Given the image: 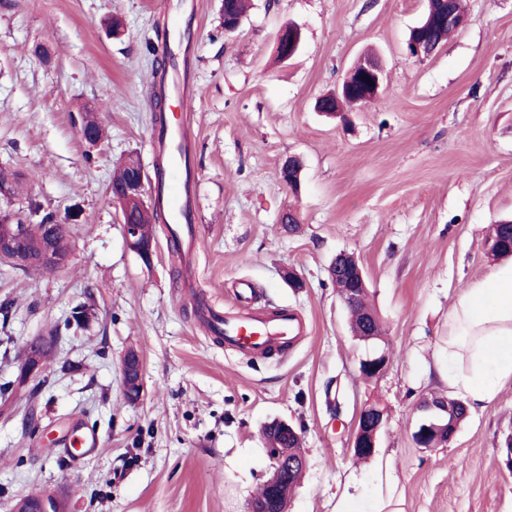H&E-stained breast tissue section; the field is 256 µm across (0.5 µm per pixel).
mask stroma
<instances>
[{"instance_id":"stroma-1","label":"stroma","mask_w":512,"mask_h":512,"mask_svg":"<svg viewBox=\"0 0 512 512\" xmlns=\"http://www.w3.org/2000/svg\"><path fill=\"white\" fill-rule=\"evenodd\" d=\"M181 2L0 0V169L27 178L9 208L25 215L35 202L72 226L68 271L0 264L14 341L0 380L15 377L49 324L91 313L36 389L0 406V512L33 493L57 497L64 512H247L271 471L261 430L275 419L295 426L307 459L288 512H336L350 474L378 489L374 460L349 448L373 403L385 418L374 459L393 468L403 512H512V379L447 445L413 440L422 401L448 392L431 372L451 305L496 267L487 240L512 219V0H462L463 25L420 59L406 42L426 0H250L230 36L224 0H194L191 11ZM175 22L193 46L196 102L174 119L194 158L198 236L182 266L157 225L147 265L125 244L109 183L129 153L155 174L149 48ZM289 22L303 44L281 63L275 38ZM368 51L386 71L380 96L341 117L315 112ZM103 94L105 142L91 150L77 121ZM292 157L304 161L297 193L280 175ZM287 208L300 220L291 235L278 222ZM341 253L365 271L379 340L351 333L328 276ZM288 269L302 287L288 284ZM244 281L253 309L304 322L288 353L256 359L204 326L201 307L239 313ZM132 347L145 361L136 403L120 369ZM374 353L386 369L367 380L360 362ZM65 362L73 371L61 372ZM31 407L46 427L37 438L22 431ZM89 426L98 448L59 467L64 439Z\"/></svg>"}]
</instances>
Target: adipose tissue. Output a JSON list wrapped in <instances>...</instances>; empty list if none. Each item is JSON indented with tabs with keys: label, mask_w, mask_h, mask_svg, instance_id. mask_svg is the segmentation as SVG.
Here are the masks:
<instances>
[{
	"label": "adipose tissue",
	"mask_w": 512,
	"mask_h": 512,
	"mask_svg": "<svg viewBox=\"0 0 512 512\" xmlns=\"http://www.w3.org/2000/svg\"><path fill=\"white\" fill-rule=\"evenodd\" d=\"M447 358L440 380L473 408L485 406L512 379V261L455 298Z\"/></svg>",
	"instance_id": "ef3b65f1"
}]
</instances>
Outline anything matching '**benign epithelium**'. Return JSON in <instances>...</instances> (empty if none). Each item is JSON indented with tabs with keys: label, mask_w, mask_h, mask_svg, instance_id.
<instances>
[{
	"label": "benign epithelium",
	"mask_w": 512,
	"mask_h": 512,
	"mask_svg": "<svg viewBox=\"0 0 512 512\" xmlns=\"http://www.w3.org/2000/svg\"><path fill=\"white\" fill-rule=\"evenodd\" d=\"M301 43V28L298 25L285 24L278 31L276 51L280 59L286 60L292 57L299 49ZM430 32L421 26L415 29L409 40V51L413 56H421L428 53L432 47ZM363 74L366 81L370 82L368 91L363 101L372 102L379 96L383 87L382 63L366 60L362 62ZM101 123L98 117V106L91 105L83 115V125L80 129L82 140L88 147L94 149L101 145L103 138L99 134ZM129 169L134 172L131 180L121 197L123 210L121 212V224L126 246L134 252L144 264L150 265L155 254V240L143 236L141 226L127 219L132 212L148 209L146 201V179L139 160L129 155L125 158ZM303 162L298 157H292L286 161L282 168V180L292 190H297L300 183V173ZM52 225L25 219L10 211L0 210V262L11 267L21 268L30 264L36 266L41 272L55 274L64 271L70 263L71 252H58L52 247H47L39 259L32 260L19 250L18 244L31 236L50 238ZM45 365L35 354H30L21 360L16 376L17 381L25 384L41 377ZM123 378V392L126 399L131 402L140 401L143 391L144 362L140 353L135 349L128 350L121 359ZM422 410L432 414L420 423L414 433L417 445L423 448H436L446 444L454 437L457 426L448 407H435L432 404L422 406ZM384 425V414L376 406L365 408L358 419L356 431L350 440L351 452L355 456L363 455L372 457L376 451L377 433ZM30 502V512H62L60 501L47 494H32L26 496Z\"/></svg>",
	"instance_id": "7a95c632"
}]
</instances>
